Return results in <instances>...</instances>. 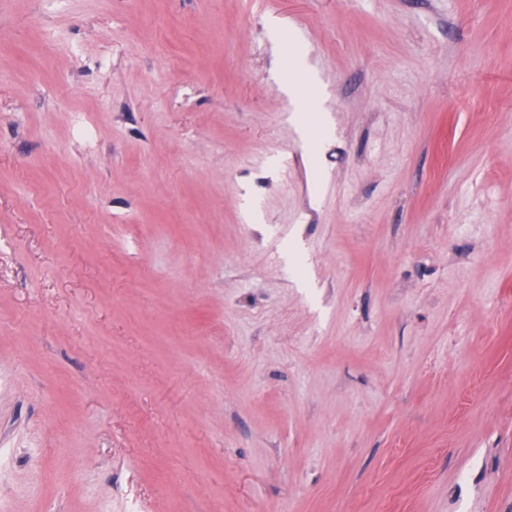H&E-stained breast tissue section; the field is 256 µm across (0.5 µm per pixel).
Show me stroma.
<instances>
[{"mask_svg": "<svg viewBox=\"0 0 512 512\" xmlns=\"http://www.w3.org/2000/svg\"><path fill=\"white\" fill-rule=\"evenodd\" d=\"M1 51L0 512H512V0H0ZM286 69L289 75H294V79H286L284 83V90L291 96L297 98L301 103L308 102L312 98V89L310 86L313 84L310 78L306 76V70L300 57H297V52L290 54L286 58Z\"/></svg>", "mask_w": 512, "mask_h": 512, "instance_id": "1", "label": "stroma"}]
</instances>
